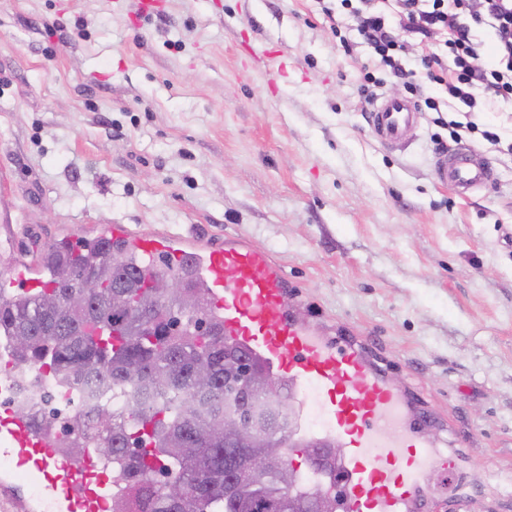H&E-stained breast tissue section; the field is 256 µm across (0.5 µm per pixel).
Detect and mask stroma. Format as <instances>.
<instances>
[{
	"instance_id": "35a3bbf8",
	"label": "stroma",
	"mask_w": 512,
	"mask_h": 512,
	"mask_svg": "<svg viewBox=\"0 0 512 512\" xmlns=\"http://www.w3.org/2000/svg\"><path fill=\"white\" fill-rule=\"evenodd\" d=\"M350 40L342 48L333 26ZM356 16L318 0H0V285L54 240L225 235L288 273L291 307L399 389L440 462L417 512H512V102L464 135L494 170L437 185L444 113L382 147Z\"/></svg>"
}]
</instances>
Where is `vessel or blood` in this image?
<instances>
[{
  "label": "vessel or blood",
  "mask_w": 512,
  "mask_h": 512,
  "mask_svg": "<svg viewBox=\"0 0 512 512\" xmlns=\"http://www.w3.org/2000/svg\"><path fill=\"white\" fill-rule=\"evenodd\" d=\"M415 102L375 97L370 104L373 137L391 149H404L419 122ZM436 181L457 196L487 187L493 171L479 152L462 146L438 153ZM181 237H137L134 248L146 256L164 255L179 263ZM210 288L212 306L224 322V334L242 343L282 376L301 425L298 441H331L341 455L329 484L343 512H409L416 488L436 452L417 431L399 432V395L351 345L316 334L286 306L288 274L267 252L225 237L220 248L190 254ZM321 418L320 429L308 422ZM0 460L37 493L39 512H105L112 496V470L96 450L76 459L27 419L0 412Z\"/></svg>",
  "instance_id": "obj_1"
}]
</instances>
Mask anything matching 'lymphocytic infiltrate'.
<instances>
[{"instance_id":"f902f5d3","label":"lymphocytic infiltrate","mask_w":512,"mask_h":512,"mask_svg":"<svg viewBox=\"0 0 512 512\" xmlns=\"http://www.w3.org/2000/svg\"><path fill=\"white\" fill-rule=\"evenodd\" d=\"M365 10L358 31L370 45L381 67L400 80L412 78L413 70L402 64L411 42H418L420 64L426 82L444 86L450 104L462 108L465 131L479 133L496 145L499 135L489 126H478L475 113L488 102H512V0H394L395 17L404 39L388 32V19L377 0H361ZM490 31L491 44H484L480 31ZM493 62L481 64L484 51Z\"/></svg>"}]
</instances>
